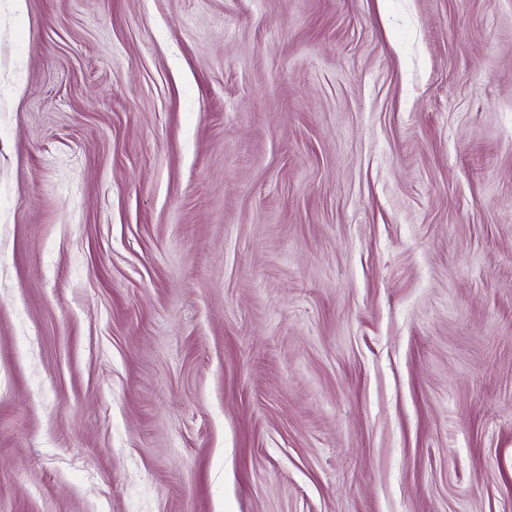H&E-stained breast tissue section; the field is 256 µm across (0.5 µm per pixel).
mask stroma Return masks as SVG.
Listing matches in <instances>:
<instances>
[{
  "mask_svg": "<svg viewBox=\"0 0 512 512\" xmlns=\"http://www.w3.org/2000/svg\"><path fill=\"white\" fill-rule=\"evenodd\" d=\"M0 512H512V0H0Z\"/></svg>",
  "mask_w": 512,
  "mask_h": 512,
  "instance_id": "1",
  "label": "stroma"
}]
</instances>
